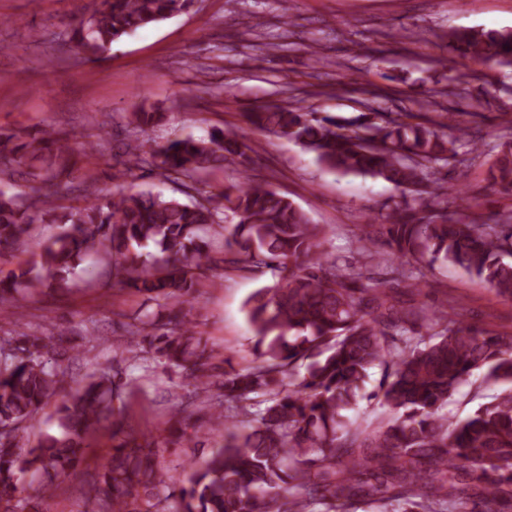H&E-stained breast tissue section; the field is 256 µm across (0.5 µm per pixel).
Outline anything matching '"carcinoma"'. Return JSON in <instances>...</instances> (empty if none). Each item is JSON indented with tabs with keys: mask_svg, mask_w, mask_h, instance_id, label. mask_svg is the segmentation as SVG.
Listing matches in <instances>:
<instances>
[{
	"mask_svg": "<svg viewBox=\"0 0 512 512\" xmlns=\"http://www.w3.org/2000/svg\"><path fill=\"white\" fill-rule=\"evenodd\" d=\"M195 0H99L60 51L95 62L137 30L186 13ZM458 57L512 66V30L462 28L446 35ZM360 113L336 118L303 106L265 104L244 114L249 127L292 141L325 169L379 178L403 200L382 225L395 284L364 265L347 273L322 249L324 228L292 201L250 176L258 147L242 129L216 128L144 150L164 113L146 101L128 123L120 160L124 176L147 166L191 198L121 187L101 194L96 179L74 173L95 143L45 126L0 130V182L30 170L32 195L0 188V255L29 225H62L38 244L39 262L0 280V314L17 296L69 287L91 254L112 259L118 284L154 303L126 323L146 350L193 382L196 394L216 388L212 427L224 444L190 473L160 467L153 443L129 436L112 447L82 485L86 512H359L370 501L384 512H492L512 506V336L463 324L456 305L431 312L417 300L424 270L452 267L512 298V213L495 223L478 210L448 218V166L482 146L495 156L488 182L512 194V138L461 126L453 112ZM232 165L241 180L216 189L206 177ZM225 236L224 256L206 251L202 232ZM154 246L162 254L142 249ZM267 269L275 281L245 302L254 332L252 364L235 367L198 335L186 308L213 284L218 266ZM426 325L421 333L418 325ZM62 336H16L0 343V512H40L56 479L82 465L87 438L112 415L117 389L107 371L89 374L56 406L60 434L24 447L26 424L56 390L70 385ZM384 368L372 394L392 415L366 432L349 417L370 371ZM476 371L506 389L464 420L443 413ZM256 424L229 432L232 404Z\"/></svg>",
	"mask_w": 512,
	"mask_h": 512,
	"instance_id": "cac0c4a2",
	"label": "carcinoma"
}]
</instances>
